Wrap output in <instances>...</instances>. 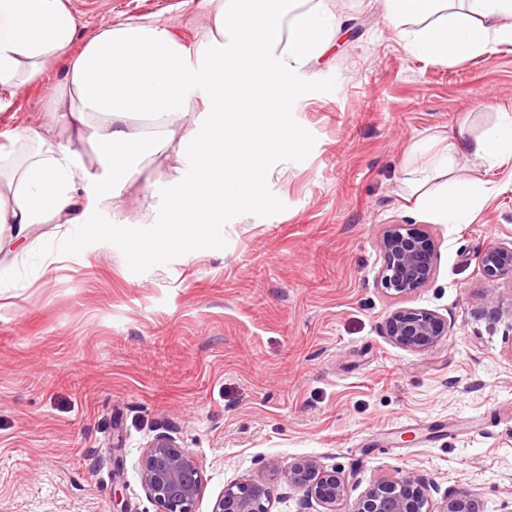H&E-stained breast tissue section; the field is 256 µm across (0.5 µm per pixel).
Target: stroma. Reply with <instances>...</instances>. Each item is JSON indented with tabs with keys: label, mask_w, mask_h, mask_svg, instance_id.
<instances>
[{
	"label": "stroma",
	"mask_w": 512,
	"mask_h": 512,
	"mask_svg": "<svg viewBox=\"0 0 512 512\" xmlns=\"http://www.w3.org/2000/svg\"><path fill=\"white\" fill-rule=\"evenodd\" d=\"M71 53L105 25L145 20L187 48L208 27L201 0H65ZM340 21L288 101L306 152L246 189L199 243H156L165 183L187 157L139 166L100 219L122 239L40 224L25 250L0 249V512H114L112 436L121 434L123 512H156L140 478L156 435L192 449L212 512L225 486L257 481L272 512H319L279 473L317 458L346 475L344 508L401 470L430 483L431 506L468 491L479 512H512V282L479 261L512 247V158L459 160L491 193L472 223L437 224L406 197L422 138L483 135L512 113V47L431 62L383 21L384 0H326ZM52 59L0 112V151L40 125L65 81ZM416 224L436 274L406 298L377 284L386 225ZM406 306L448 333L414 351L382 331Z\"/></svg>",
	"instance_id": "stroma-1"
}]
</instances>
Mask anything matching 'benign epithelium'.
<instances>
[{"mask_svg": "<svg viewBox=\"0 0 512 512\" xmlns=\"http://www.w3.org/2000/svg\"><path fill=\"white\" fill-rule=\"evenodd\" d=\"M383 264L377 273L380 288L394 297H405L434 278L435 243L429 233L413 224H388L379 238ZM481 269L490 281H512V247L493 244L481 255ZM446 319L414 307H397L384 322V335L401 347L422 351L444 335ZM288 483L323 506L324 512H339L348 478L323 468L313 457L293 460L285 469ZM141 481L157 512H194L203 490L196 454L180 447L169 435L156 436L141 464ZM271 488L263 483L239 482L227 486L212 512H271ZM348 512H432L429 485L412 472L373 484ZM441 512H476L466 491L446 498Z\"/></svg>", "mask_w": 512, "mask_h": 512, "instance_id": "obj_1", "label": "benign epithelium"}]
</instances>
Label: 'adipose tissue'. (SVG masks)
<instances>
[{
    "label": "adipose tissue",
    "instance_id": "adipose-tissue-1",
    "mask_svg": "<svg viewBox=\"0 0 512 512\" xmlns=\"http://www.w3.org/2000/svg\"><path fill=\"white\" fill-rule=\"evenodd\" d=\"M207 34L195 50L177 44L154 23L129 20L105 27L72 55L64 84L50 100L44 125L32 132L35 148L0 179V246L24 242L37 224H78L107 237L127 236L126 224H104L100 208L120 198L140 165L177 144L194 163L197 191L186 196L171 181L162 202L181 213L155 235L170 245L211 233L226 205L245 186L264 182L275 163L302 155L307 140L285 110L300 72L329 48L335 15L322 0H203ZM384 0L385 22L410 50L434 62L463 60L512 45V0ZM75 17L64 0H0V109L45 64L67 51ZM223 71L210 66L213 58ZM203 117L186 127L194 98ZM59 127L76 132L95 151L93 163L54 138ZM429 161L409 184L418 205L437 224H467L489 190L458 180V159L494 166L512 157V114L475 138L443 147L416 143ZM88 190L89 204L77 193Z\"/></svg>",
    "mask_w": 512,
    "mask_h": 512
}]
</instances>
